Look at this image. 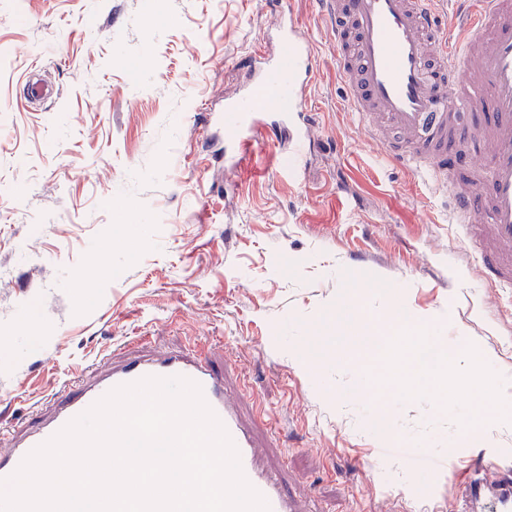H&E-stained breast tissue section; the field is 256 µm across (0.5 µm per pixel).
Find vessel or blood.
Here are the masks:
<instances>
[{"instance_id":"b4317fda","label":"vessel or blood","mask_w":512,"mask_h":512,"mask_svg":"<svg viewBox=\"0 0 512 512\" xmlns=\"http://www.w3.org/2000/svg\"><path fill=\"white\" fill-rule=\"evenodd\" d=\"M438 0H320L334 35L336 67L365 134L397 165L445 198L476 250L471 264L485 288H512V0H454L467 18L462 40L448 43ZM276 50L256 47L250 80L224 103V165L236 172L250 156L266 113L288 139L284 167L307 163L312 115L307 95L318 60L292 11L274 22ZM89 380L64 383L44 403L35 425L8 433L0 480L23 459L113 388L148 376L198 383L233 440L248 482L269 512H298L279 474L259 462L260 450L224 391L209 358L187 350L129 356L103 352ZM461 512H512V471L472 466Z\"/></svg>"}]
</instances>
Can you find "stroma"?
I'll return each instance as SVG.
<instances>
[{
  "label": "stroma",
  "mask_w": 512,
  "mask_h": 512,
  "mask_svg": "<svg viewBox=\"0 0 512 512\" xmlns=\"http://www.w3.org/2000/svg\"><path fill=\"white\" fill-rule=\"evenodd\" d=\"M284 7L319 60L308 164L284 172L288 142L263 126L230 180L210 113ZM30 75L59 98L29 106ZM471 258L441 199L364 138L319 0H0V429L110 345L197 341L310 512L457 507L473 462L512 469V441L450 434L425 401L382 437L348 399L358 335L336 304L363 286L369 309L397 302L512 377V303L484 299Z\"/></svg>",
  "instance_id": "obj_1"
}]
</instances>
